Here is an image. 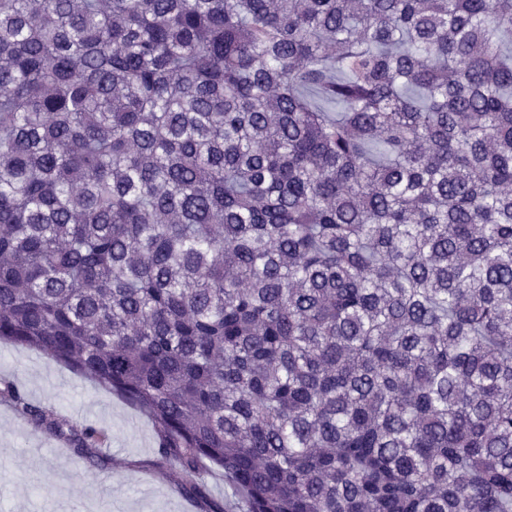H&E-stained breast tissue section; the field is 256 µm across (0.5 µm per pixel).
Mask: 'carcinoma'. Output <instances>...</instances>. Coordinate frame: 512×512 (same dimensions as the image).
Here are the masks:
<instances>
[{
  "mask_svg": "<svg viewBox=\"0 0 512 512\" xmlns=\"http://www.w3.org/2000/svg\"><path fill=\"white\" fill-rule=\"evenodd\" d=\"M509 34L512 0H0V342L146 412L189 497L209 463L248 512H512Z\"/></svg>",
  "mask_w": 512,
  "mask_h": 512,
  "instance_id": "obj_1",
  "label": "carcinoma"
}]
</instances>
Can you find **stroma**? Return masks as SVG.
I'll return each instance as SVG.
<instances>
[{"label": "stroma", "mask_w": 512, "mask_h": 512, "mask_svg": "<svg viewBox=\"0 0 512 512\" xmlns=\"http://www.w3.org/2000/svg\"><path fill=\"white\" fill-rule=\"evenodd\" d=\"M7 384L71 425L105 428L109 439L97 450L104 465L90 466L0 394V512H245L242 496L214 467L203 471L206 497L184 495L152 420L48 354L0 342V387Z\"/></svg>", "instance_id": "1"}]
</instances>
